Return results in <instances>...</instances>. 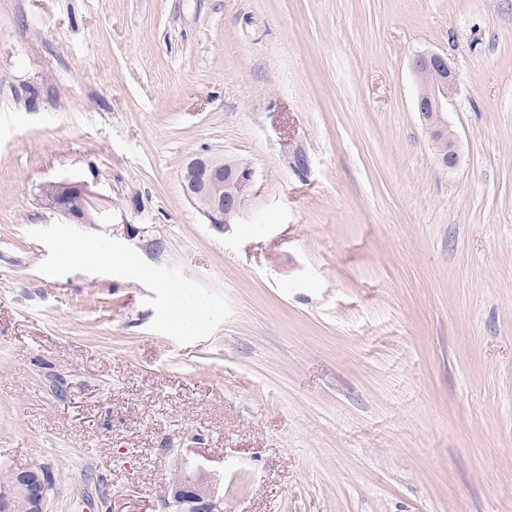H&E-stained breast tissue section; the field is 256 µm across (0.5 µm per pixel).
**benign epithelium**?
<instances>
[{"mask_svg": "<svg viewBox=\"0 0 512 512\" xmlns=\"http://www.w3.org/2000/svg\"><path fill=\"white\" fill-rule=\"evenodd\" d=\"M412 69L419 85L415 109L434 143L447 135L448 98L457 86L458 74L448 58L436 52L415 55ZM428 73L434 77L432 86L424 81ZM436 154L444 167L455 166L458 160L457 139H448V147L437 150ZM219 167V159L213 156L196 157L187 164L182 176V188L189 200L196 198L198 184L214 179ZM254 175L249 165L234 163L232 181L225 194L217 196L214 204L202 210L214 229L224 231L225 224L241 215L239 200L253 187ZM50 185L55 192L49 196L40 194L43 205L74 224H94L96 217L108 210V207L101 205V198L85 180L63 177L50 182ZM121 235L153 258L161 257L166 250L164 239H147L143 229L134 224L122 225ZM198 468L211 480V484L200 482L188 471L186 457L181 454L175 456L166 496L160 500L161 512H223V498L217 493L223 476L202 464ZM15 479L17 484H28L32 488L29 512H49L51 479L47 474L32 468H18Z\"/></svg>", "mask_w": 512, "mask_h": 512, "instance_id": "benign-epithelium-1", "label": "benign epithelium"}]
</instances>
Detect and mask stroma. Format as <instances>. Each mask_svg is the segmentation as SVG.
<instances>
[{"label":"stroma","instance_id":"obj_1","mask_svg":"<svg viewBox=\"0 0 512 512\" xmlns=\"http://www.w3.org/2000/svg\"><path fill=\"white\" fill-rule=\"evenodd\" d=\"M423 51L459 73L451 168ZM200 154L256 172L220 232ZM62 177L110 223L45 208ZM173 448L224 512H512V0H0V469L157 512ZM413 73L419 85L415 109L423 120L432 143H436L448 132V98L458 83V74L448 58L436 52L415 55ZM432 74L434 85L424 81L426 74ZM213 156H202L192 159L186 166L182 176V188L188 199L194 204L196 186L199 183L212 181L215 173L222 164ZM121 235L127 241L133 242L153 258H159L166 250L165 240L162 238L146 239L143 229L134 224H122ZM168 321L185 332L197 331L206 322L208 309L204 301L186 288L169 287Z\"/></svg>","mask_w":512,"mask_h":512}]
</instances>
